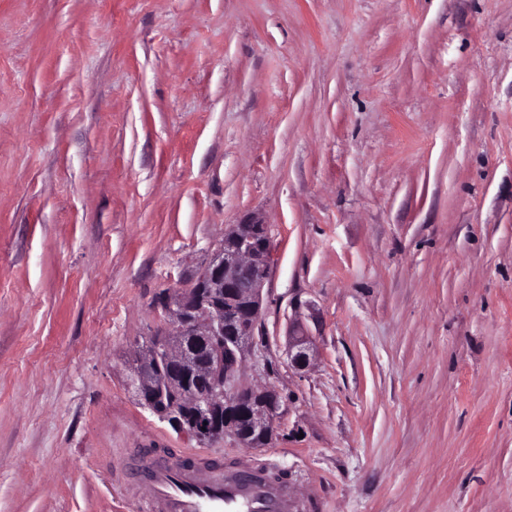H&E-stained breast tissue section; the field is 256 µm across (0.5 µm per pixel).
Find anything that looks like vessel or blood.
I'll return each mask as SVG.
<instances>
[{
  "label": "vessel or blood",
  "mask_w": 512,
  "mask_h": 512,
  "mask_svg": "<svg viewBox=\"0 0 512 512\" xmlns=\"http://www.w3.org/2000/svg\"><path fill=\"white\" fill-rule=\"evenodd\" d=\"M244 465L236 476L213 467L207 475L191 476L188 468L168 466L149 471L148 496L142 512H288V495L280 487L253 479Z\"/></svg>",
  "instance_id": "b4317fda"
}]
</instances>
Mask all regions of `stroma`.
I'll return each mask as SVG.
<instances>
[{
	"label": "stroma",
	"instance_id": "obj_1",
	"mask_svg": "<svg viewBox=\"0 0 512 512\" xmlns=\"http://www.w3.org/2000/svg\"><path fill=\"white\" fill-rule=\"evenodd\" d=\"M251 215L282 409L205 465L512 512V0H0V512H139L196 447L132 367ZM312 353V342L308 336H292L287 353L292 367L297 370L307 368L310 365Z\"/></svg>",
	"mask_w": 512,
	"mask_h": 512
}]
</instances>
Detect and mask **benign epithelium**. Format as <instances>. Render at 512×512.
<instances>
[{
  "label": "benign epithelium",
  "instance_id": "obj_1",
  "mask_svg": "<svg viewBox=\"0 0 512 512\" xmlns=\"http://www.w3.org/2000/svg\"><path fill=\"white\" fill-rule=\"evenodd\" d=\"M271 240L265 223L251 217L224 231V247L213 253L194 290H170L162 305L168 323L163 341L148 337L142 346L131 385L141 403L183 431L178 407L166 402L170 382L155 367L163 359L170 371L194 372L211 379L204 395L195 394L194 436L202 442L224 439L229 434L243 447L251 443L233 425L235 415L245 412L253 430L271 435L280 414L281 398L272 386H243L238 368L254 345L261 313V291L268 278ZM197 336L203 348L183 344L180 337ZM312 342L294 336L288 346L292 367L310 365Z\"/></svg>",
  "mask_w": 512,
  "mask_h": 512
}]
</instances>
